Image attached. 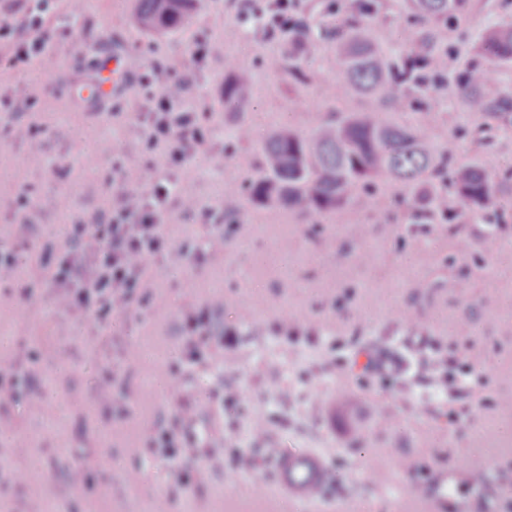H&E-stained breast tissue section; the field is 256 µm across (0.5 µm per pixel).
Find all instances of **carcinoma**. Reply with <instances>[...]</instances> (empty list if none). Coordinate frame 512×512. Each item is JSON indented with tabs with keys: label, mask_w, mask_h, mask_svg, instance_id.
I'll return each instance as SVG.
<instances>
[{
	"label": "carcinoma",
	"mask_w": 512,
	"mask_h": 512,
	"mask_svg": "<svg viewBox=\"0 0 512 512\" xmlns=\"http://www.w3.org/2000/svg\"><path fill=\"white\" fill-rule=\"evenodd\" d=\"M415 17L428 26L396 63L377 40V27L386 16L375 6L338 21L342 31L336 60L343 72L336 95L343 101L372 97L385 111L342 112L336 119L318 120L306 134L290 129L273 131L264 145L262 174L248 191L259 207L287 208L302 214H324L354 205L356 197L378 179L398 181L411 193L402 214L408 224H466L468 216L487 209H504L507 199L479 162L451 166L456 147L435 142L421 125L394 122L388 114L442 90L425 80L430 65L447 47L448 20L459 18L465 0H410ZM198 0H135L139 26L151 34L182 28L197 9ZM282 70L300 81L310 80L307 63L318 43L305 29L291 31ZM487 65L465 72L456 91L471 112L498 116L512 110V100L499 92L495 68L512 64V20L502 21L479 48ZM224 110L243 112L253 89L237 59L225 60Z\"/></svg>",
	"instance_id": "1"
}]
</instances>
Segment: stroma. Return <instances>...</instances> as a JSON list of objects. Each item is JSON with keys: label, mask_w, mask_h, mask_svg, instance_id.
<instances>
[{"label": "stroma", "mask_w": 512, "mask_h": 512, "mask_svg": "<svg viewBox=\"0 0 512 512\" xmlns=\"http://www.w3.org/2000/svg\"><path fill=\"white\" fill-rule=\"evenodd\" d=\"M387 17L378 37L392 59L424 27L408 0H379ZM133 0H83L77 18L50 17L57 59L52 84L12 69L0 50V241L19 220L30 224L32 260L0 286V365L19 364L28 397L0 406L15 437H0V512H512V207L475 224L416 226L401 221L405 189L381 183L366 202V225L349 211L300 217L243 201L224 227V253L200 262H151L146 301L125 314L61 317L40 279L38 259L70 224L107 207L112 153L122 149L134 176L151 180L165 160L150 157L138 129L145 108L138 82L151 65L190 63L198 38L223 44L197 74L191 104L206 116L203 154L182 168L181 191L208 209L228 191L243 192L262 172V147L278 127L307 131L312 119L369 108L340 103L328 87L341 77L323 50L300 85L268 65L282 44L263 41L237 21L239 0H201L190 23L157 36L133 18ZM512 0H469L449 22V78L483 58L475 47L503 19ZM124 56L128 78L108 107L68 100L65 89L96 77L97 60ZM247 68L254 97L247 111L224 109V57ZM454 135L456 161H477L512 193V133L480 134L454 90L396 113ZM254 135L238 141L235 129ZM495 239H486V232ZM472 246L460 249L461 239ZM216 327L234 333L229 359L193 374L188 384L204 408L197 429L224 436V452L252 451L258 467L232 462L206 484L182 485L177 466L142 452L146 431L178 412L172 368L181 359V314L213 298ZM424 321L421 336L398 325L393 310ZM289 316L296 339L277 335ZM475 365L465 381L439 387L447 369ZM113 375L112 401L95 402ZM220 386L263 417L252 439L239 406L210 410ZM312 393L303 399L302 390ZM237 420L228 431L229 420ZM323 454L334 476L312 504L258 494L268 459L289 451ZM88 469L81 490L68 471ZM415 495H408V488Z\"/></svg>", "instance_id": "1"}]
</instances>
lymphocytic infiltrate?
I'll return each mask as SVG.
<instances>
[{
    "mask_svg": "<svg viewBox=\"0 0 512 512\" xmlns=\"http://www.w3.org/2000/svg\"><path fill=\"white\" fill-rule=\"evenodd\" d=\"M55 0H25L20 25L0 23V43L9 51L12 67L44 72L55 67L46 22ZM304 0H247L241 21L257 20L266 41H280L296 27ZM148 104L138 115L140 132L150 152L164 157L167 173L151 183L121 175L112 207L81 218L67 235L54 260L42 261L41 270L52 290L57 309L81 317L91 309L104 313L126 311L137 292L148 285L147 263L163 259L172 250L165 233L167 213L179 190L175 172L203 150L205 135L197 112L189 106V84L175 67H148L141 77ZM212 306L192 307L182 315L184 371L208 367L223 356L230 342L214 329ZM200 411L198 400L183 393L174 421L147 436L148 453L176 462L196 450L203 465L185 469L184 483L206 482L209 469L223 465V439L205 433L186 439L184 424Z\"/></svg>",
    "mask_w": 512,
    "mask_h": 512,
    "instance_id": "f902f5d3",
    "label": "lymphocytic infiltrate"
}]
</instances>
